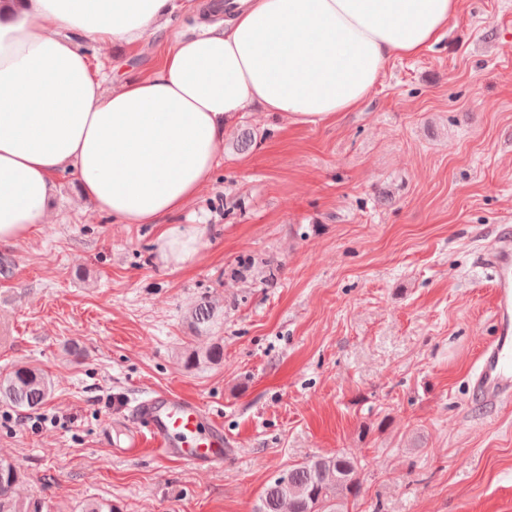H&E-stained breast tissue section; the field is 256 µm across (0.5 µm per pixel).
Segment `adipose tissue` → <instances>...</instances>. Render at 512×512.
<instances>
[{
	"label": "adipose tissue",
	"mask_w": 512,
	"mask_h": 512,
	"mask_svg": "<svg viewBox=\"0 0 512 512\" xmlns=\"http://www.w3.org/2000/svg\"><path fill=\"white\" fill-rule=\"evenodd\" d=\"M460 0H239L222 27L175 37L152 74L100 78L89 44L133 43L173 0H0V244L48 219L55 176L120 224H158L169 261L197 237L171 223L220 163L251 104L317 124L356 108L393 58L437 44Z\"/></svg>",
	"instance_id": "ef3b65f1"
}]
</instances>
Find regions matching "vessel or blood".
I'll list each match as a JSON object with an SVG mask.
<instances>
[{"instance_id":"b4317fda","label":"vessel or blood","mask_w":512,"mask_h":512,"mask_svg":"<svg viewBox=\"0 0 512 512\" xmlns=\"http://www.w3.org/2000/svg\"><path fill=\"white\" fill-rule=\"evenodd\" d=\"M483 260L490 271L497 334L481 350L470 382L481 402L497 405L512 400V234H498ZM133 410L139 427L119 441L124 455L148 449L195 468L223 462L228 444L222 423L198 400L156 390L136 400Z\"/></svg>"}]
</instances>
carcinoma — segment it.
Segmentation results:
<instances>
[{
	"label": "carcinoma",
	"mask_w": 512,
	"mask_h": 512,
	"mask_svg": "<svg viewBox=\"0 0 512 512\" xmlns=\"http://www.w3.org/2000/svg\"><path fill=\"white\" fill-rule=\"evenodd\" d=\"M224 359L219 343L205 350L190 349L185 367ZM52 394L48 375L31 365H17L0 374V398L20 409L41 407ZM22 479L14 464L0 459V512H41L39 503H23L13 496ZM362 492L358 461L346 452L317 456L279 474L263 490L254 512H348L349 499Z\"/></svg>",
	"instance_id": "cac0c4a2"
}]
</instances>
